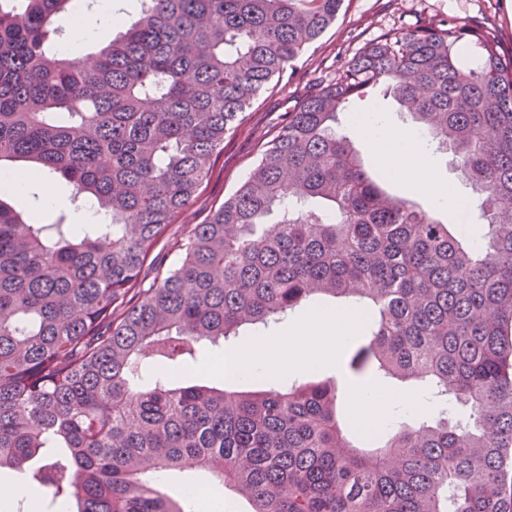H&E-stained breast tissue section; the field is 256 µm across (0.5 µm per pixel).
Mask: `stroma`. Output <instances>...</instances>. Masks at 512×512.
Returning <instances> with one entry per match:
<instances>
[{
	"label": "stroma",
	"instance_id": "obj_1",
	"mask_svg": "<svg viewBox=\"0 0 512 512\" xmlns=\"http://www.w3.org/2000/svg\"><path fill=\"white\" fill-rule=\"evenodd\" d=\"M454 18L471 24L480 23L500 37L504 50H512V0H345L336 22L304 54L297 68L287 73L278 85L262 93L244 114L241 123L224 138V149L218 154L212 173L199 189L182 222L170 228L171 236H180L184 225L203 223L225 199L246 180L257 162L264 143L285 122L289 111L302 99L309 86L335 75L337 69L365 44L392 28L417 25L421 19ZM435 180L455 191L452 206L439 204L436 198L421 192L408 181H391L388 189L394 195L414 201L421 208L435 210L437 218L464 235L482 231L481 219L472 202V192L463 180L452 153L436 150L428 138H421ZM53 181L57 201L53 207L42 204V186ZM72 185L61 178L43 173L33 179L28 192L16 204L26 210H37L46 220L66 214L68 223H75L78 210L71 202ZM364 336L356 330L333 360L314 370V377L330 378L338 386V404L345 417H352L348 394L355 387L347 369L350 349Z\"/></svg>",
	"mask_w": 512,
	"mask_h": 512
}]
</instances>
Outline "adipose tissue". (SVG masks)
<instances>
[{
  "mask_svg": "<svg viewBox=\"0 0 512 512\" xmlns=\"http://www.w3.org/2000/svg\"><path fill=\"white\" fill-rule=\"evenodd\" d=\"M360 131L393 176L413 177L419 187H433L432 169L418 146L416 134L407 131L386 134L381 120L372 114L362 118ZM358 324L356 314L348 309L310 313L289 335L260 338L250 351L228 364L226 370L237 377L248 378L272 365L282 370L294 366L308 370L318 368L336 357ZM351 399L359 423L367 428L377 426L391 409L418 411L424 407L422 400L409 395H382L366 386L356 387Z\"/></svg>",
  "mask_w": 512,
  "mask_h": 512,
  "instance_id": "1",
  "label": "adipose tissue"
}]
</instances>
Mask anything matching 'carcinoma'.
I'll list each match as a JSON object with an SVG mask.
<instances>
[{"label": "carcinoma", "instance_id": "obj_1", "mask_svg": "<svg viewBox=\"0 0 512 512\" xmlns=\"http://www.w3.org/2000/svg\"><path fill=\"white\" fill-rule=\"evenodd\" d=\"M344 2L141 0L111 45L64 56L74 0H0V169L58 174L111 218L44 224L0 191V472L55 512H192L194 484L174 498L163 481L185 472L251 512H512V54L496 34L442 19L366 44L143 283L224 134ZM376 92L457 158L479 239L368 175L341 117ZM323 299L367 314L352 375L469 413L369 437L333 380L183 385L202 342Z\"/></svg>", "mask_w": 512, "mask_h": 512}]
</instances>
